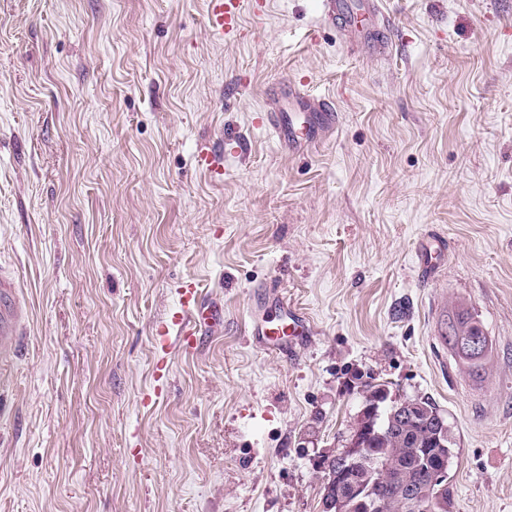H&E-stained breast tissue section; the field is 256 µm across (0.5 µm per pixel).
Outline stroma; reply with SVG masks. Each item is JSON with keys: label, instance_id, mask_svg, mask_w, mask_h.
Masks as SVG:
<instances>
[{"label": "stroma", "instance_id": "1", "mask_svg": "<svg viewBox=\"0 0 512 512\" xmlns=\"http://www.w3.org/2000/svg\"><path fill=\"white\" fill-rule=\"evenodd\" d=\"M382 3L374 55L321 0H245L234 42L206 0H0V266L29 311L0 512H323L369 384L445 413L448 512H512V0ZM292 83L337 115L295 153L258 121ZM185 280L224 322L170 339L148 405ZM270 283L314 329L290 359L247 342ZM457 310L482 380L440 340Z\"/></svg>", "mask_w": 512, "mask_h": 512}]
</instances>
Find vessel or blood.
I'll return each instance as SVG.
<instances>
[{"label": "vessel or blood", "mask_w": 512, "mask_h": 512, "mask_svg": "<svg viewBox=\"0 0 512 512\" xmlns=\"http://www.w3.org/2000/svg\"><path fill=\"white\" fill-rule=\"evenodd\" d=\"M209 29L215 35L235 41L243 32L238 23L242 0H208ZM326 20L357 38L361 45L383 48L385 14L379 0H369L360 6L358 0H322ZM336 114L331 106H323L309 114L266 112L260 117L277 139L280 147L294 151L317 142L323 130L332 128ZM266 309L260 320L252 322L248 336L256 347L284 357L292 356L297 346L307 342L313 330L309 317L288 303L277 289L264 297ZM180 310L171 319L177 328L178 340L184 352L197 350L204 334L215 328L220 311L208 301L194 281H186L179 291ZM28 320L27 305L6 270L0 269V367L8 366L16 356L17 342Z\"/></svg>", "instance_id": "obj_1"}]
</instances>
